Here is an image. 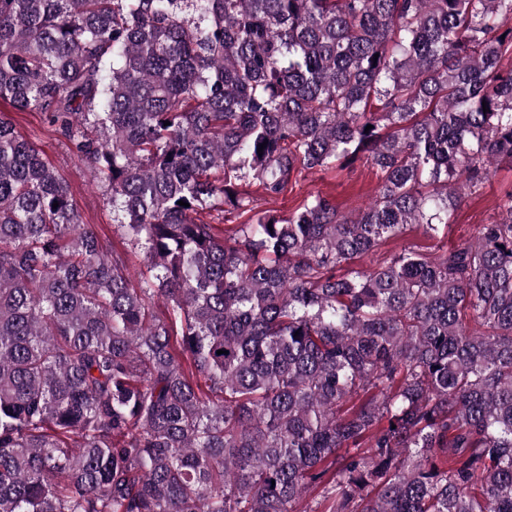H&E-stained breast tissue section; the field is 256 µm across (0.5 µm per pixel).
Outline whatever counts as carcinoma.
I'll list each match as a JSON object with an SVG mask.
<instances>
[{
    "instance_id": "1",
    "label": "carcinoma",
    "mask_w": 512,
    "mask_h": 512,
    "mask_svg": "<svg viewBox=\"0 0 512 512\" xmlns=\"http://www.w3.org/2000/svg\"><path fill=\"white\" fill-rule=\"evenodd\" d=\"M509 54L512 0H0V100L148 262L0 118V512H512V191L357 265L512 166ZM360 159L353 215L243 189ZM0 117L34 142L43 158L53 165L69 186L71 199L83 224H89L109 251L125 254L135 278L146 270L144 255L126 244L121 231L112 223V210L90 171L62 143V138L39 112L17 111L0 101ZM510 190L512 169L507 164L492 168L483 188L462 200L455 213L454 223L448 229V235L432 239L424 234L422 228L412 224L399 236L389 239L380 252L394 253L410 247L428 255H435L442 250L461 246L473 238L478 224H490L497 217V206L504 193Z\"/></svg>"
}]
</instances>
